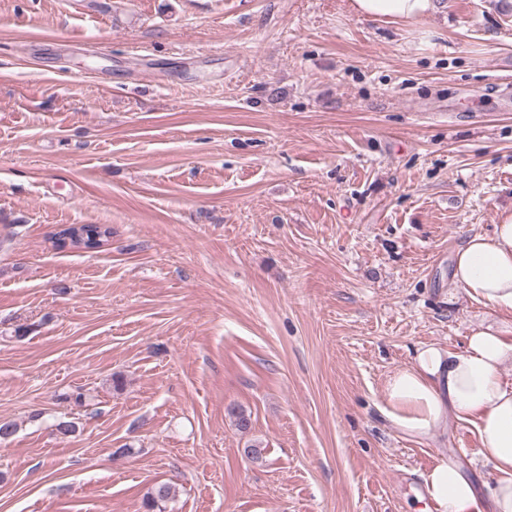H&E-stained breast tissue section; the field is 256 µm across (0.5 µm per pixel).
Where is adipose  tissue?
I'll return each mask as SVG.
<instances>
[{
    "label": "adipose tissue",
    "mask_w": 512,
    "mask_h": 512,
    "mask_svg": "<svg viewBox=\"0 0 512 512\" xmlns=\"http://www.w3.org/2000/svg\"><path fill=\"white\" fill-rule=\"evenodd\" d=\"M368 19L414 23L441 0H350ZM450 279L471 300L493 313H512V212L491 233L469 235L454 252ZM512 360V340L486 327L473 331L457 351L429 343L386 379L381 410L418 441L447 434L449 421L472 424L488 460L493 483L479 490L451 463L425 476L430 512H512V384L501 370Z\"/></svg>",
    "instance_id": "1"
}]
</instances>
